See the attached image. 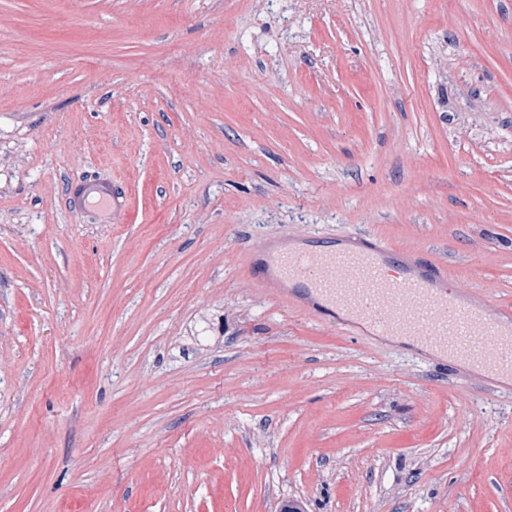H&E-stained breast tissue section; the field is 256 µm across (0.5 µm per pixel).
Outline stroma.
I'll return each instance as SVG.
<instances>
[{"mask_svg":"<svg viewBox=\"0 0 512 512\" xmlns=\"http://www.w3.org/2000/svg\"><path fill=\"white\" fill-rule=\"evenodd\" d=\"M366 230L512 304V0H0V512H512V390L247 267Z\"/></svg>","mask_w":512,"mask_h":512,"instance_id":"1","label":"stroma"}]
</instances>
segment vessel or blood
<instances>
[{"instance_id": "vessel-or-blood-1", "label": "vessel or blood", "mask_w": 512, "mask_h": 512, "mask_svg": "<svg viewBox=\"0 0 512 512\" xmlns=\"http://www.w3.org/2000/svg\"><path fill=\"white\" fill-rule=\"evenodd\" d=\"M248 264L273 291L299 293L320 314L341 312L345 326L410 336L489 374L512 376V309L494 316L483 305L462 306L446 270L378 235L363 233L333 250L269 243Z\"/></svg>"}]
</instances>
